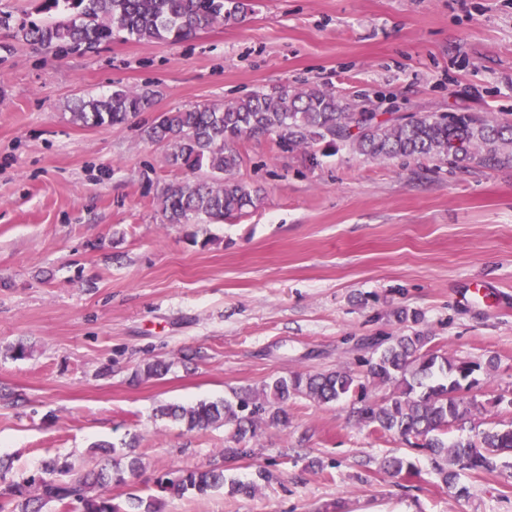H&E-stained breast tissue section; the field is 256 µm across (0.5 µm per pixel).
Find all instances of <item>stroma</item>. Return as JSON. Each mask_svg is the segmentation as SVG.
<instances>
[{
	"instance_id": "stroma-1",
	"label": "stroma",
	"mask_w": 512,
	"mask_h": 512,
	"mask_svg": "<svg viewBox=\"0 0 512 512\" xmlns=\"http://www.w3.org/2000/svg\"><path fill=\"white\" fill-rule=\"evenodd\" d=\"M236 26L183 42L115 38L65 58L0 37V456L10 478L56 459L142 461L112 494L204 469L232 427L187 430L165 404L232 397L293 373L349 368L365 399H289L287 426H260L228 472L272 478L255 495L167 500L162 512H512V460L448 493L429 456L354 413L391 386L366 362L386 337H432L458 361L494 359L449 439L512 423V160H375L344 147L288 151L241 140L239 179L261 200L221 224H166L161 191L185 179L153 112L311 86L377 113L512 114V0H252ZM122 87L152 112L86 128L71 107ZM421 313L404 322L400 310ZM29 345L26 358L11 354ZM162 360L169 372L136 371ZM413 457L405 479L380 462Z\"/></svg>"
}]
</instances>
